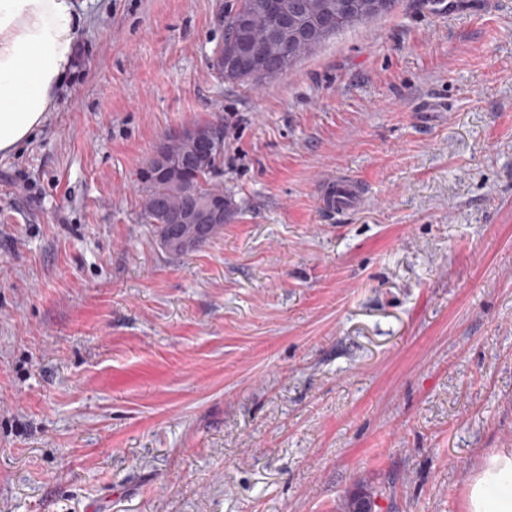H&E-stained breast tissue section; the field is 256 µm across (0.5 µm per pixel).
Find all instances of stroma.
Instances as JSON below:
<instances>
[{
  "instance_id": "1",
  "label": "stroma",
  "mask_w": 512,
  "mask_h": 512,
  "mask_svg": "<svg viewBox=\"0 0 512 512\" xmlns=\"http://www.w3.org/2000/svg\"><path fill=\"white\" fill-rule=\"evenodd\" d=\"M447 2L256 86L211 67L237 0H84L0 155V512H463L512 448V0ZM209 121L238 210L172 256L137 173ZM362 184L353 177H342L323 185L321 207L328 213H342L364 203Z\"/></svg>"
}]
</instances>
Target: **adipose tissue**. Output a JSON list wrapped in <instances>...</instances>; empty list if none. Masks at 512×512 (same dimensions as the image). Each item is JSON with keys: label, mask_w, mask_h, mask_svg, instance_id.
Listing matches in <instances>:
<instances>
[{"label": "adipose tissue", "mask_w": 512, "mask_h": 512, "mask_svg": "<svg viewBox=\"0 0 512 512\" xmlns=\"http://www.w3.org/2000/svg\"><path fill=\"white\" fill-rule=\"evenodd\" d=\"M87 18L76 0H0V154L46 123L76 64ZM464 512H512V449L486 456L466 481Z\"/></svg>", "instance_id": "obj_1"}]
</instances>
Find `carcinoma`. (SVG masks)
I'll list each match as a JSON object with an SVG mask.
<instances>
[{
  "instance_id": "carcinoma-1",
  "label": "carcinoma",
  "mask_w": 512,
  "mask_h": 512,
  "mask_svg": "<svg viewBox=\"0 0 512 512\" xmlns=\"http://www.w3.org/2000/svg\"><path fill=\"white\" fill-rule=\"evenodd\" d=\"M257 0H239L234 14L249 15V33L253 45L264 51L271 63L279 68V76L288 74L291 66L301 58L313 53L321 42L308 44L300 41L283 48L271 38V21L263 13L253 12L250 6ZM297 6L301 13H318L328 2L338 3L340 0H288ZM165 148L169 155L185 161L182 181L194 195L208 200L224 201V223L212 224L199 228L191 224L178 225L170 223L171 216L181 210L185 204L183 190L169 186L159 175L152 162L147 160L138 173L141 186L142 204L141 217L144 223L152 225L160 248L167 254L175 256L187 255L195 249L207 244L224 230L237 212L232 195L216 187L212 183V175L224 161V145H219L210 157L191 160L192 147L188 140L177 135L164 138ZM374 497L369 492H360L346 501L345 512H373Z\"/></svg>"
}]
</instances>
